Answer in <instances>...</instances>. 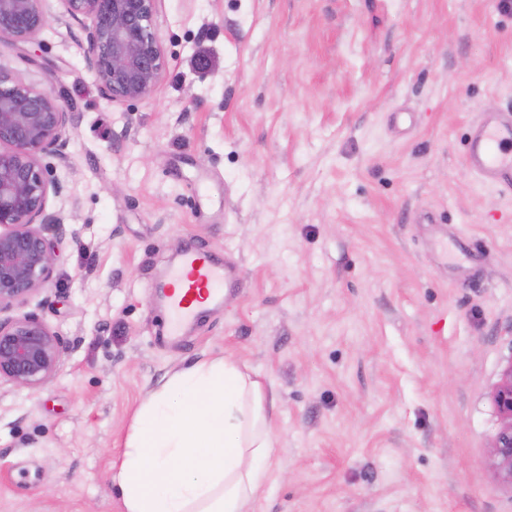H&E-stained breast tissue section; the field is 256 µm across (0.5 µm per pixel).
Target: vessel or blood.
I'll use <instances>...</instances> for the list:
<instances>
[{"mask_svg": "<svg viewBox=\"0 0 512 512\" xmlns=\"http://www.w3.org/2000/svg\"><path fill=\"white\" fill-rule=\"evenodd\" d=\"M465 161L486 186H512V114L501 113L474 124ZM230 279L225 266L202 250L186 251L172 270L164 289L171 331L195 319L201 304H213L224 295Z\"/></svg>", "mask_w": 512, "mask_h": 512, "instance_id": "obj_1", "label": "vessel or blood"}]
</instances>
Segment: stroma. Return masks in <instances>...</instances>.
<instances>
[{
  "label": "stroma",
  "instance_id": "35a3bbf8",
  "mask_svg": "<svg viewBox=\"0 0 512 512\" xmlns=\"http://www.w3.org/2000/svg\"><path fill=\"white\" fill-rule=\"evenodd\" d=\"M42 8L0 67L66 94L48 205L78 234L0 312L65 341L41 388L0 381V512H122L110 466L135 411L217 353L275 402L273 474L247 512H512L487 465L512 364V193L464 161L472 123L512 109V7L158 0L160 79L112 103L77 25ZM193 246L241 281L174 336L155 285Z\"/></svg>",
  "mask_w": 512,
  "mask_h": 512
}]
</instances>
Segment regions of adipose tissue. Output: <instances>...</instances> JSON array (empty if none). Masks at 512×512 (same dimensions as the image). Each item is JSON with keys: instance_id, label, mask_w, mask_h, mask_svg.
Here are the masks:
<instances>
[{"instance_id": "adipose-tissue-1", "label": "adipose tissue", "mask_w": 512, "mask_h": 512, "mask_svg": "<svg viewBox=\"0 0 512 512\" xmlns=\"http://www.w3.org/2000/svg\"><path fill=\"white\" fill-rule=\"evenodd\" d=\"M274 453L263 386L220 353L174 372L144 399L110 485L124 512H245Z\"/></svg>"}]
</instances>
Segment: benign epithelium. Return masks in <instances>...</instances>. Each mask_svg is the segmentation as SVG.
Here are the masks:
<instances>
[{
  "label": "benign epithelium",
  "instance_id": "obj_1",
  "mask_svg": "<svg viewBox=\"0 0 512 512\" xmlns=\"http://www.w3.org/2000/svg\"><path fill=\"white\" fill-rule=\"evenodd\" d=\"M42 0H0V44L26 43L47 24ZM81 31L87 70L109 101L146 97L164 67L152 32L156 0H59ZM64 93L39 89L0 66V311L25 302L50 280L57 243L78 230L48 208L62 194L47 157L65 158L72 113ZM64 342L35 314L0 319V379L36 390L59 369ZM501 427L489 466L512 487V364L493 392Z\"/></svg>",
  "mask_w": 512,
  "mask_h": 512
}]
</instances>
